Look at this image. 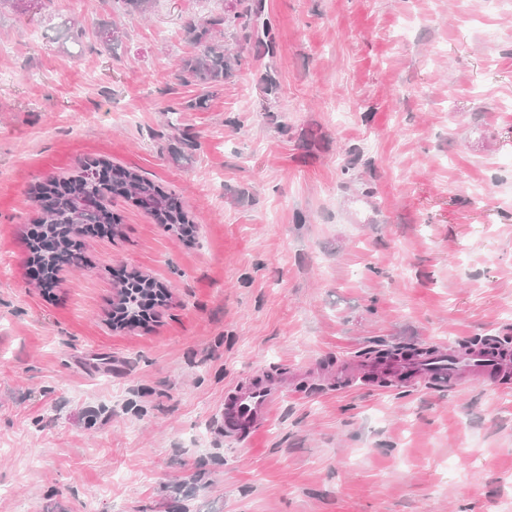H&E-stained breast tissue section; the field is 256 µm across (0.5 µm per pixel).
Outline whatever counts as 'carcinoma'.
<instances>
[{
    "instance_id": "obj_1",
    "label": "carcinoma",
    "mask_w": 512,
    "mask_h": 512,
    "mask_svg": "<svg viewBox=\"0 0 512 512\" xmlns=\"http://www.w3.org/2000/svg\"><path fill=\"white\" fill-rule=\"evenodd\" d=\"M262 12V0H235L229 13L208 18L187 27V39L200 47L194 54L181 60V72L195 85L200 94L185 102L186 110L206 108L217 88L224 85L241 55H233L224 49L218 36L229 28L238 30L236 40L241 44H253L260 51L270 54L276 41L270 28L258 36L244 19ZM122 196L147 212L158 224L180 236L193 232L194 224L178 201L155 183L137 172L106 161L97 160L66 180H50L39 188L36 197L41 213L39 233L28 241L29 259L43 271L41 286H54L57 273L65 265L78 266L80 254L75 238L88 229L101 224H115L116 216L109 207L110 198ZM164 286L154 279L132 271L127 282L119 283L112 321L117 327H132L145 318L140 297L149 295L157 299L165 297Z\"/></svg>"
}]
</instances>
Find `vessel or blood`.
<instances>
[{"label":"vessel or blood","instance_id":"b4317fda","mask_svg":"<svg viewBox=\"0 0 512 512\" xmlns=\"http://www.w3.org/2000/svg\"><path fill=\"white\" fill-rule=\"evenodd\" d=\"M512 372V349L478 348L470 351L421 348L410 357L391 354L370 359L352 368L346 375L367 376L378 381L401 380L443 383L449 380H470L491 383L494 376ZM281 398L280 384L267 375L254 376L224 398L220 422L225 431L239 435L251 434L273 417Z\"/></svg>","mask_w":512,"mask_h":512}]
</instances>
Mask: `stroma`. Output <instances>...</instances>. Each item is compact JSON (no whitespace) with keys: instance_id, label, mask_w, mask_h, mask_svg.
Masks as SVG:
<instances>
[{"instance_id":"obj_1","label":"stroma","mask_w":512,"mask_h":512,"mask_svg":"<svg viewBox=\"0 0 512 512\" xmlns=\"http://www.w3.org/2000/svg\"><path fill=\"white\" fill-rule=\"evenodd\" d=\"M224 3L0 10V512H512V374L340 371L512 334V0H263L275 53L184 110L185 29ZM94 160L172 194L193 237L114 197L116 230L42 289L36 189ZM133 270L170 299L116 329ZM261 372L287 383L274 417L224 432Z\"/></svg>"}]
</instances>
